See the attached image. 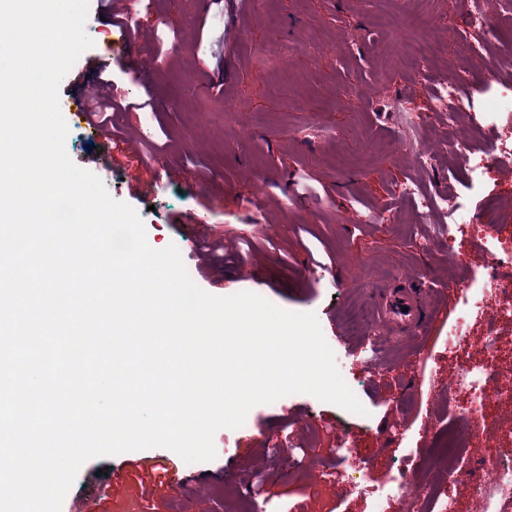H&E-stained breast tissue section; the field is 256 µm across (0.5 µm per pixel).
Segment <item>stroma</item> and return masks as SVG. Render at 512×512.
Instances as JSON below:
<instances>
[{"mask_svg":"<svg viewBox=\"0 0 512 512\" xmlns=\"http://www.w3.org/2000/svg\"><path fill=\"white\" fill-rule=\"evenodd\" d=\"M390 8L389 0H207L199 10L191 0H145L122 44L101 20L100 0H89L85 32L94 46L59 87L69 158L84 169L88 153L107 150L104 136L75 118L73 99L90 83V63L110 59L127 98L156 102L112 120L160 174L136 193L127 158L89 168L111 198L138 212L152 248H178L206 292H251L288 311L315 313L365 412L305 393L259 404L242 428L216 433L210 462L187 463L165 448L87 461L61 512L94 494L102 495L104 512H240L245 498L252 512H405L418 490L409 474L434 451L458 373L491 375L487 425L512 418V403L497 397L512 388L504 378L512 334L477 318L460 348L448 347L461 294L493 265L488 243L512 239V213L487 218L494 202L512 199V177L490 173L462 197L475 217L471 235L448 241L433 217L408 232L396 229L409 211L399 184L413 180L441 193L445 155L470 140L477 122L468 112L448 126L420 77L385 69ZM404 24L414 40L447 41L449 28L466 27L462 0H437L429 28L409 17ZM144 65L153 81H139ZM407 115L418 124L419 144L438 154L436 165L414 167L399 144ZM205 232L246 256L251 276L224 259H205L198 246ZM452 251L458 261L449 260ZM387 269L400 281L428 282L439 315L425 334L377 330L370 351L347 312L371 310ZM149 456L176 473L173 490L134 469ZM350 456L361 460L353 475ZM493 466L490 447L469 453L451 489L459 512H480L469 480Z\"/></svg>","mask_w":512,"mask_h":512,"instance_id":"35a3bbf8","label":"stroma"}]
</instances>
